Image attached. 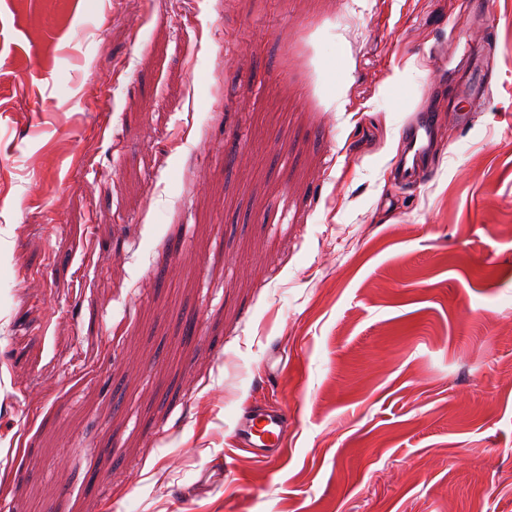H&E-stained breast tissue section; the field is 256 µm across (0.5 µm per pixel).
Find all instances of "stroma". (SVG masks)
<instances>
[{"label":"stroma","instance_id":"stroma-1","mask_svg":"<svg viewBox=\"0 0 512 512\" xmlns=\"http://www.w3.org/2000/svg\"><path fill=\"white\" fill-rule=\"evenodd\" d=\"M464 19L0 0V512H512V0L465 124ZM437 126V120L432 112H418L412 122L405 129V139L409 144V152L413 153L412 165L406 168L403 163L401 176L407 178L415 167L429 151L432 143L433 131ZM288 417L281 411L268 412L262 408L244 406L239 413L233 431L236 447L266 461L274 451L283 450V437Z\"/></svg>","mask_w":512,"mask_h":512}]
</instances>
